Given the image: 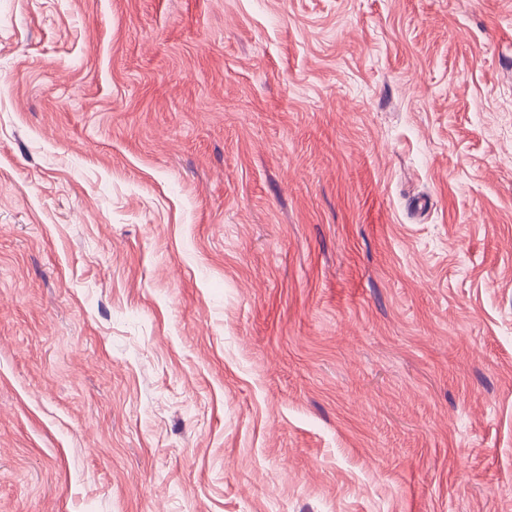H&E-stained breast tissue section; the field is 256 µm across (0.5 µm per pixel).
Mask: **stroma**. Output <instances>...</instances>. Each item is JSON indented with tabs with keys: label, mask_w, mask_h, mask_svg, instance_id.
Instances as JSON below:
<instances>
[{
	"label": "stroma",
	"mask_w": 512,
	"mask_h": 512,
	"mask_svg": "<svg viewBox=\"0 0 512 512\" xmlns=\"http://www.w3.org/2000/svg\"><path fill=\"white\" fill-rule=\"evenodd\" d=\"M512 0H0V512H512Z\"/></svg>",
	"instance_id": "1"
}]
</instances>
